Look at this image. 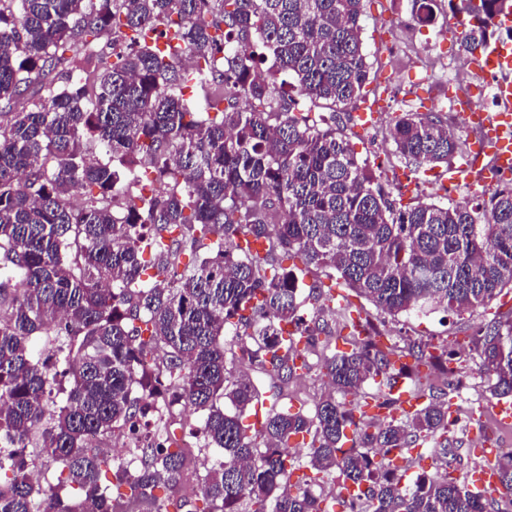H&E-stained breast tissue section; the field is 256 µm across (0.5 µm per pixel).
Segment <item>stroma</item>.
<instances>
[{
    "label": "stroma",
    "mask_w": 512,
    "mask_h": 512,
    "mask_svg": "<svg viewBox=\"0 0 512 512\" xmlns=\"http://www.w3.org/2000/svg\"><path fill=\"white\" fill-rule=\"evenodd\" d=\"M439 13L435 23H418L411 14V0H363V51L370 64V79L364 88L366 97L383 98L385 108L379 121L362 129L356 118L343 117L344 133L359 158L374 167L379 182L385 188L409 181V192L397 194L396 200L409 204L416 200L466 202L469 190L459 184L442 179L445 167L428 170L415 169L395 154L390 130L395 118L403 112L436 111L439 101L447 99L451 87L448 83H427L422 79V61L442 53L460 55V37L457 30L459 17L448 0H439ZM399 28H392V21ZM337 296L348 297L354 312L370 318L382 334L401 333L415 339L447 344L461 351L453 378L459 381L458 391L449 393L451 425L448 441L459 448L461 458L451 461L454 475L471 479L482 457L477 456L479 443L496 448H512V424L500 421L489 393L490 379L476 364L471 338L473 328L480 323L512 316V292L501 293L479 315H445L440 311L412 312L390 317L378 312L364 298L337 289Z\"/></svg>",
    "instance_id": "35a3bbf8"
}]
</instances>
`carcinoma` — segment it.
<instances>
[{"label": "carcinoma", "mask_w": 512, "mask_h": 512, "mask_svg": "<svg viewBox=\"0 0 512 512\" xmlns=\"http://www.w3.org/2000/svg\"><path fill=\"white\" fill-rule=\"evenodd\" d=\"M432 2L412 0L419 22L435 21ZM457 10L469 54L512 0ZM361 17L362 0H0V512H328L326 477L342 512H512V454L496 460V504L447 470L448 392L419 367L446 376L458 352L386 345L348 301L332 327L299 315L312 272L331 282L309 294L317 322L338 285L392 318L472 315L512 290V188L399 206L336 126L369 79ZM198 85L200 102L186 96ZM391 137L418 169L460 152L418 112ZM346 329L351 349L325 355ZM473 344L491 397L512 398V319L478 326ZM318 354L328 393L312 412L246 423L261 396L230 364L279 399ZM399 373L413 412L393 393ZM186 428L216 456L175 498ZM108 434L135 439L134 468L92 443ZM297 435L313 475L293 484ZM35 442L59 472L41 486ZM425 445L431 471L411 455ZM400 459L418 466L406 484Z\"/></svg>", "instance_id": "cac0c4a2"}]
</instances>
